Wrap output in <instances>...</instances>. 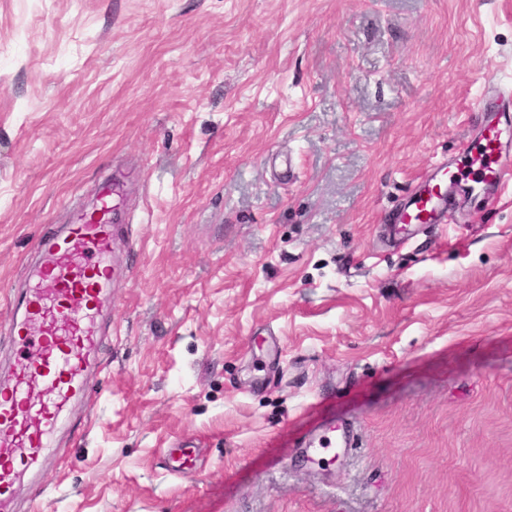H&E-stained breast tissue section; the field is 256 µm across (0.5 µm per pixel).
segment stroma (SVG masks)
Listing matches in <instances>:
<instances>
[{
    "mask_svg": "<svg viewBox=\"0 0 512 512\" xmlns=\"http://www.w3.org/2000/svg\"><path fill=\"white\" fill-rule=\"evenodd\" d=\"M490 130L512 0H0V380L37 239L126 189L102 395L17 512H512V184L385 236ZM302 448L317 454L329 448L345 452L347 448H354V438L351 435L350 425L340 423L323 428L318 433L306 437L301 444Z\"/></svg>",
    "mask_w": 512,
    "mask_h": 512,
    "instance_id": "1",
    "label": "stroma"
}]
</instances>
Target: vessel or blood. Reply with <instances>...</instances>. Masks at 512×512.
<instances>
[{
	"instance_id": "1",
	"label": "vessel or blood",
	"mask_w": 512,
	"mask_h": 512,
	"mask_svg": "<svg viewBox=\"0 0 512 512\" xmlns=\"http://www.w3.org/2000/svg\"><path fill=\"white\" fill-rule=\"evenodd\" d=\"M488 136L468 148L478 183L500 186L512 181V161H504ZM119 187L102 186L96 207L82 212L64 234L40 237L37 264L26 289L16 297L18 317L10 335L18 351L35 347L37 360L22 361L10 383L0 384V512H12L19 478L50 463L51 435L72 403L85 395L86 371L97 360L102 337L99 315L112 292L109 260L119 231L113 197ZM440 192L426 189L404 206L395 233L406 235L442 204ZM349 424L323 428L306 437L313 453L353 447Z\"/></svg>"
}]
</instances>
